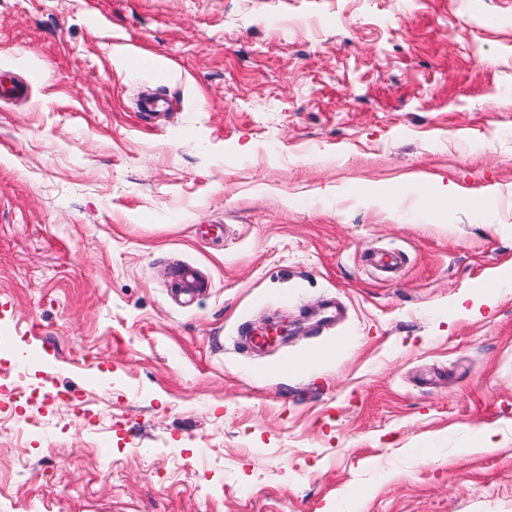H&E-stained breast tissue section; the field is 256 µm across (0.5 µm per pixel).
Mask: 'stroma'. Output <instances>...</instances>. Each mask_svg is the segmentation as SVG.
<instances>
[{
  "label": "stroma",
  "instance_id": "35a3bbf8",
  "mask_svg": "<svg viewBox=\"0 0 512 512\" xmlns=\"http://www.w3.org/2000/svg\"><path fill=\"white\" fill-rule=\"evenodd\" d=\"M33 71L0 512H512V0H0ZM512 283L511 271L508 275L500 276L498 279L499 287L510 286ZM501 288H488L484 289L479 294L464 293L461 295L455 304V310L460 315L472 317L479 314L480 307L483 305L491 306L497 299ZM471 301V306L468 308L465 303Z\"/></svg>",
  "mask_w": 512,
  "mask_h": 512
}]
</instances>
